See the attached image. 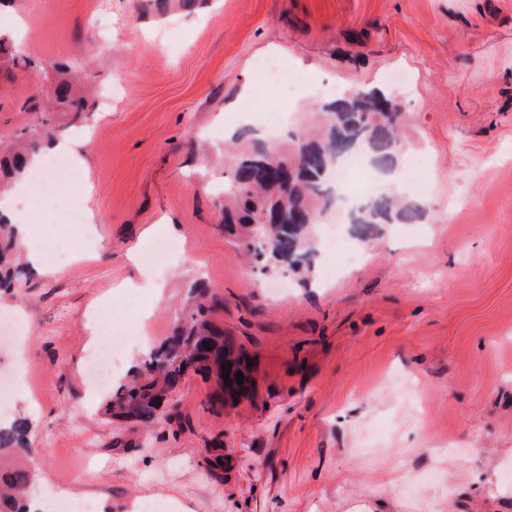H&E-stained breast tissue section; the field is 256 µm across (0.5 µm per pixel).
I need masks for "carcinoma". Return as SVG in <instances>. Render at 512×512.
<instances>
[{
	"instance_id": "obj_1",
	"label": "carcinoma",
	"mask_w": 512,
	"mask_h": 512,
	"mask_svg": "<svg viewBox=\"0 0 512 512\" xmlns=\"http://www.w3.org/2000/svg\"><path fill=\"white\" fill-rule=\"evenodd\" d=\"M53 101L77 118L84 113V104L73 98L68 82L55 86ZM391 103L377 89L346 93L317 106L311 122L290 138L285 149L262 142L249 128L240 129L234 135L237 148L231 156V177L224 181V228L252 241L254 255L267 251L304 274L311 273L314 244L310 229L333 209L331 174L338 161L361 149L379 170L393 169L399 149V121L388 116ZM272 152L282 160L298 155L302 159L301 166L285 176L278 187L271 184L275 174L263 164ZM34 153L35 143L24 129L11 152L0 158V167L24 177L31 170ZM418 215L419 208L413 202L386 194L361 205L353 223L368 234L378 224H410ZM211 308L204 282H194L187 289L185 305L176 312L173 335L137 362L130 381L112 390L105 414L150 424L166 413L170 394L191 372L215 375L229 397L243 393L251 370L250 356L224 338V330L209 319ZM228 362L232 364L229 385L222 375ZM239 371L243 373L241 385L236 381ZM30 428L25 416L6 426L0 424V512H39L30 508L34 475L18 458V454L30 451Z\"/></svg>"
}]
</instances>
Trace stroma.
<instances>
[{"instance_id":"1","label":"stroma","mask_w":512,"mask_h":512,"mask_svg":"<svg viewBox=\"0 0 512 512\" xmlns=\"http://www.w3.org/2000/svg\"><path fill=\"white\" fill-rule=\"evenodd\" d=\"M0 38L35 62L0 54V144L32 127L61 71L89 91L82 122L53 118L56 140L79 144L95 219L32 217L59 255L37 265L18 242L0 290V325L23 326L0 366L25 367L7 413L32 423V497L59 489L94 512H512V0H5ZM264 58L304 77L292 132L311 104L390 92L416 223L365 238L333 215L311 234L339 247L315 250L310 275L245 264L220 223L224 131L262 128L235 104ZM162 238L182 251L124 328L149 315L164 340L202 277L213 321L254 364L234 400L188 374L176 416L144 428L104 415L108 392L82 371L91 310L130 297L138 252Z\"/></svg>"}]
</instances>
